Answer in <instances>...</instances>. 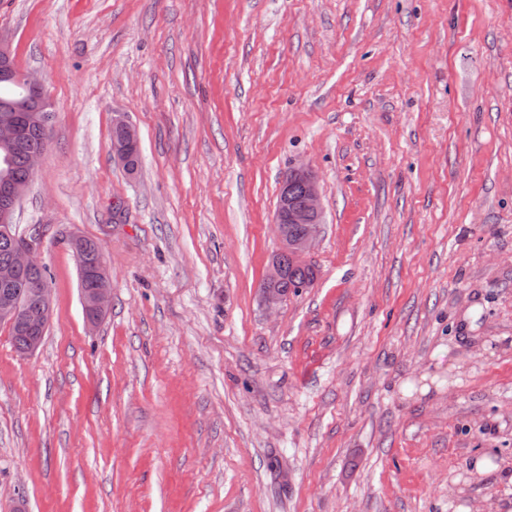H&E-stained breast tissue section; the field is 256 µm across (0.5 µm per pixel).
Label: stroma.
<instances>
[{
    "mask_svg": "<svg viewBox=\"0 0 512 512\" xmlns=\"http://www.w3.org/2000/svg\"><path fill=\"white\" fill-rule=\"evenodd\" d=\"M0 36L53 112L0 512H512V0H0ZM299 164L318 279L269 310ZM113 129L119 131L120 138L112 141V152L125 164L129 151L138 146L137 131L121 118L114 119ZM293 177L302 182L300 199H292L288 192V178L282 183L278 207L272 222L280 247L273 256L267 274L260 285V295L268 309L277 307L287 296L284 283L287 271L282 255L294 263L308 264L307 254L322 224V208L317 177L309 166L299 165L292 169ZM288 171V176L290 174ZM288 224V229H287ZM296 236H289L298 231ZM74 261L79 273L81 299L86 322L89 327H96L108 314L112 301V288L109 275L101 258V247L98 243L85 237L73 235L68 239ZM91 251L100 253V259L93 266L87 263V255ZM87 281L89 288H85Z\"/></svg>",
    "mask_w": 512,
    "mask_h": 512,
    "instance_id": "obj_1",
    "label": "stroma"
}]
</instances>
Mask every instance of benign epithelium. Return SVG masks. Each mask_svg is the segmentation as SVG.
I'll use <instances>...</instances> for the list:
<instances>
[{
  "label": "benign epithelium",
  "mask_w": 512,
  "mask_h": 512,
  "mask_svg": "<svg viewBox=\"0 0 512 512\" xmlns=\"http://www.w3.org/2000/svg\"><path fill=\"white\" fill-rule=\"evenodd\" d=\"M0 82L23 86L24 92L7 106L0 108V146H12L17 143L22 125L48 129L52 112L42 83L35 77L20 73L11 51L0 38ZM120 138L112 141V152L121 161H126L131 149L138 146L137 131L120 118L113 121ZM293 177L300 180L303 193L300 199L291 198L288 182H283L280 199L274 216L273 226L280 247L273 256L267 274L260 285V295L264 305L273 309L287 296L284 283L287 271L282 256L298 264L307 261L313 241L322 224V208L317 177L313 170L305 165L292 168ZM29 182L16 181L7 176L0 179V236L8 238L13 245L11 262L0 267V324L13 327L19 323L31 333H45L52 317L51 289L43 284L33 289L38 302L35 313L25 312L22 304L14 297L11 288L22 274L42 268L39 254L42 240L38 234L28 236L18 234L15 214L28 189ZM297 224L300 232L288 235L287 225ZM74 261L79 273L81 299L88 326H97L108 314L112 301V288L109 275L103 261L90 265L87 255L101 252L98 243L85 237L73 235L68 239ZM93 281L96 287H85Z\"/></svg>",
  "instance_id": "1"
}]
</instances>
